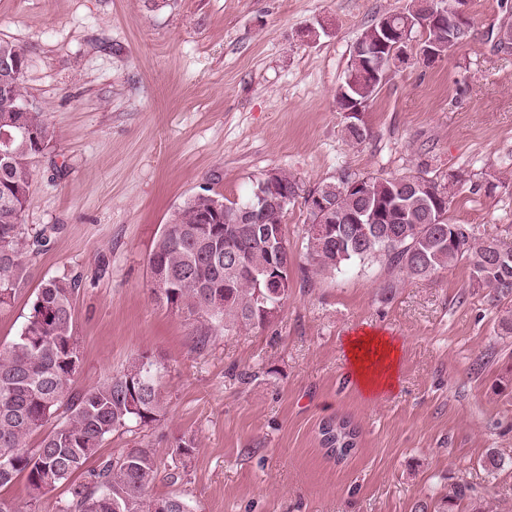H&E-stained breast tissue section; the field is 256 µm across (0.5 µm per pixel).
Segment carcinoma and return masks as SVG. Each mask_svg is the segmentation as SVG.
Masks as SVG:
<instances>
[{
    "label": "carcinoma",
    "instance_id": "1",
    "mask_svg": "<svg viewBox=\"0 0 512 512\" xmlns=\"http://www.w3.org/2000/svg\"><path fill=\"white\" fill-rule=\"evenodd\" d=\"M440 7L439 22L420 15L413 0L390 17L398 24L409 21L411 35L437 42L453 35L463 14L467 27H474L467 0H440ZM28 58L26 46L0 40V134L12 136L8 155L0 159V309L14 302L29 276L27 254L48 246L56 231L44 227L31 233L22 224L34 160L54 140L45 113L24 86ZM383 79L364 53H351L345 80L336 89L339 111L354 105L367 109ZM358 179L367 188L363 198L349 190ZM274 188L280 195L286 191L295 196L299 186L280 170ZM316 190L329 198L336 216L334 233L327 237L314 225L329 223L328 216L309 212L306 249L320 270L374 258L399 276L426 277L467 260L472 278L478 279L480 265L486 276L479 283L499 298L512 297V256H502L497 240L481 238L474 225L452 221L448 187L438 180L407 174L359 178L343 172ZM394 201L397 206L386 210L381 224L346 221ZM237 205L220 193L189 198L173 210L149 258L151 274L162 268L174 281L162 301L192 321L200 348L217 324L230 331L270 323L288 298L290 282L278 290L266 284L265 275L274 255H289L284 231L288 208L270 205L253 212L249 233L236 238L246 261L237 269L233 259H224V225L233 221ZM78 287L76 278L44 280L19 335L0 350V487L25 476L34 504L47 491L65 485L68 499L59 512H190L180 496H150L157 461L147 444L137 442L124 454L86 468L112 433L136 432L160 421L165 401L163 368L144 353L136 359L147 360L149 372L137 377L125 370L92 389L75 388L82 366L73 324ZM55 416L61 421L36 447L29 446L31 437ZM319 434L336 461L356 454L359 434L350 421H325ZM470 496L469 486L454 484L442 498L441 512H451L457 500Z\"/></svg>",
    "mask_w": 512,
    "mask_h": 512
}]
</instances>
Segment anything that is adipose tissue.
Listing matches in <instances>:
<instances>
[{
    "mask_svg": "<svg viewBox=\"0 0 512 512\" xmlns=\"http://www.w3.org/2000/svg\"><path fill=\"white\" fill-rule=\"evenodd\" d=\"M399 346L392 338L371 332L349 337L347 354L352 371L369 395H379L397 384Z\"/></svg>",
    "mask_w": 512,
    "mask_h": 512,
    "instance_id": "ef3b65f1",
    "label": "adipose tissue"
}]
</instances>
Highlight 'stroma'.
<instances>
[{
	"label": "stroma",
	"mask_w": 512,
	"mask_h": 512,
	"mask_svg": "<svg viewBox=\"0 0 512 512\" xmlns=\"http://www.w3.org/2000/svg\"><path fill=\"white\" fill-rule=\"evenodd\" d=\"M407 0H0V39L30 51L24 85L55 131L37 159L26 227H54L13 304L0 349L41 282L78 278L74 331L85 390L144 352L164 364L166 409L150 432L156 497L191 512H435L455 482L487 512H512V300L495 301L467 262L427 278L377 261L319 271L306 254L303 193L341 172H429L451 185L453 221L512 243V55L487 33L512 0H470L473 35L433 66L415 53L388 72L350 145L335 93L350 50ZM302 195L288 207V299L267 325L194 327L153 293L149 257L171 212L211 190L244 197L270 170ZM392 293H385V286ZM401 346L398 384L359 386L350 336ZM359 431L340 463L323 421ZM196 450L176 456L175 438ZM504 466L488 471V450ZM21 512H57L65 487L32 501L25 478L0 489Z\"/></svg>",
	"instance_id": "1"
}]
</instances>
